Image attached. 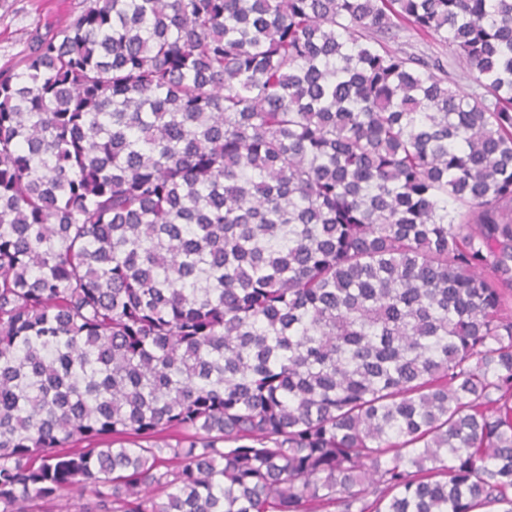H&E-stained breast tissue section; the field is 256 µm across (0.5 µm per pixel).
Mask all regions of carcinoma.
I'll use <instances>...</instances> for the list:
<instances>
[{
	"instance_id": "1",
	"label": "carcinoma",
	"mask_w": 512,
	"mask_h": 512,
	"mask_svg": "<svg viewBox=\"0 0 512 512\" xmlns=\"http://www.w3.org/2000/svg\"><path fill=\"white\" fill-rule=\"evenodd\" d=\"M487 506L512 0H84L0 71V512ZM389 45L392 48H400L404 47L410 51H416V52H442L443 51V60L448 61L450 64L453 65L452 58L448 55V49L442 50L441 48L437 47L436 45L432 44L427 41L426 39H423L421 35L416 34L411 29H404L399 32V39L395 42H390Z\"/></svg>"
}]
</instances>
